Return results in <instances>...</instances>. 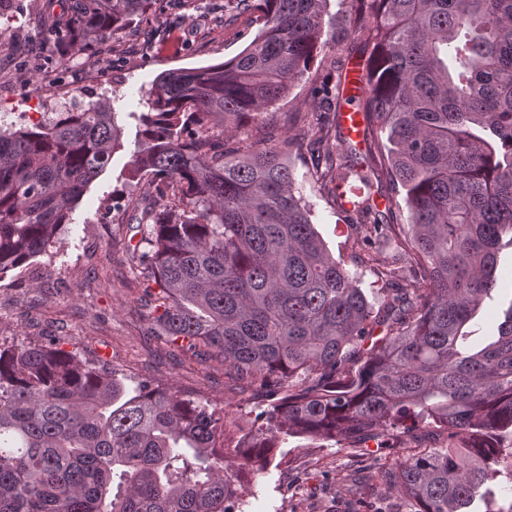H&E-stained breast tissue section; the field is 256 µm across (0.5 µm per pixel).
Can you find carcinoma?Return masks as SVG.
I'll list each match as a JSON object with an SVG mask.
<instances>
[{
  "mask_svg": "<svg viewBox=\"0 0 512 512\" xmlns=\"http://www.w3.org/2000/svg\"><path fill=\"white\" fill-rule=\"evenodd\" d=\"M372 45L364 121L386 134L354 160L350 138L307 123L342 198L373 298L334 260L295 194L291 137L229 150L214 121L279 101L324 39L327 0H257L262 31L234 58L160 74L140 116L132 178L152 194L126 224L147 333L219 357L261 399L242 426L171 388L129 381L46 336L0 342V512H244L254 475L289 439L414 451L381 463L410 512H469L512 452V306L496 339L467 326L512 246V0H354ZM158 0H51L35 29L62 55L148 13ZM60 11H54V7ZM102 105L0 125V279L51 256L83 189L119 145ZM403 193L407 224L391 221ZM385 199L379 209L377 199ZM366 486L349 512H367Z\"/></svg>",
  "mask_w": 512,
  "mask_h": 512,
  "instance_id": "cac0c4a2",
  "label": "carcinoma"
}]
</instances>
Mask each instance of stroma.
<instances>
[{
  "label": "stroma",
  "instance_id": "35a3bbf8",
  "mask_svg": "<svg viewBox=\"0 0 512 512\" xmlns=\"http://www.w3.org/2000/svg\"><path fill=\"white\" fill-rule=\"evenodd\" d=\"M40 7L41 0H5L0 6V119L32 118L61 102L105 104L118 114L121 145L70 212L52 265L37 259L27 270L0 280V339L21 343L54 336L80 356L102 358L131 378L206 400L250 424L258 401L232 389L223 362L198 360L162 333L146 335V309L125 254V238L133 204L152 191L148 179L130 180L128 170L143 144L139 116L147 109L153 81L168 70L235 57L259 33L258 15L237 8L235 0H164L161 11L135 17L90 52L63 58L53 38L34 35L32 19ZM324 19L335 51H323L267 114L225 128L228 146L259 141L267 131L298 135L301 113L317 109L313 87L344 77L332 69L333 57L361 61L368 56L365 39L351 30L348 0H330ZM288 162L332 257L350 265L345 210L333 196L318 192L316 167L304 146L294 145ZM497 276L493 300L471 323L482 339L496 335L512 305V249L501 252ZM404 445L400 439L395 447L364 456L350 448H308L303 440H289L282 464L256 475V494L248 498L244 512H345L336 473L360 463L375 512H403L404 503L393 501L380 487L376 465L400 457Z\"/></svg>",
  "mask_w": 512,
  "mask_h": 512
}]
</instances>
